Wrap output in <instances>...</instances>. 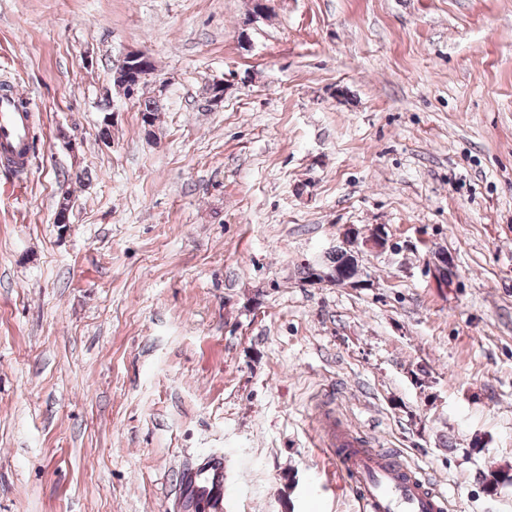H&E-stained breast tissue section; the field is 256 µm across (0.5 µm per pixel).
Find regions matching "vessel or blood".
<instances>
[{
    "label": "vessel or blood",
    "mask_w": 512,
    "mask_h": 512,
    "mask_svg": "<svg viewBox=\"0 0 512 512\" xmlns=\"http://www.w3.org/2000/svg\"><path fill=\"white\" fill-rule=\"evenodd\" d=\"M33 150L31 112L16 89L0 92V157L16 168L28 166ZM322 445L337 470L346 476L359 512H448L449 500L437 481L404 462L398 452L379 448L333 411L321 420ZM180 512H196L200 498L216 496L224 487V460H208L201 472L182 478Z\"/></svg>",
    "instance_id": "1"
}]
</instances>
